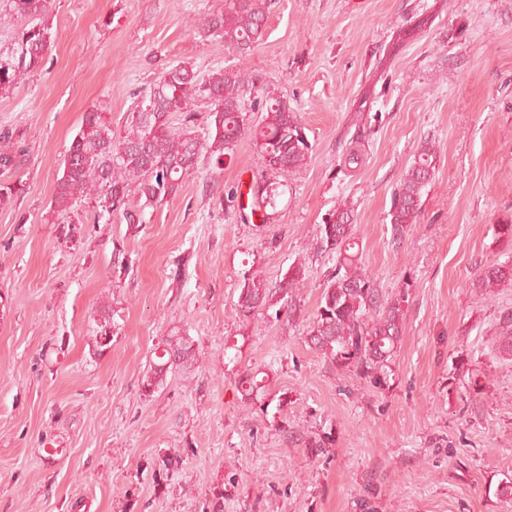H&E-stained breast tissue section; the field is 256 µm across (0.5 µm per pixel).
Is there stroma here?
Wrapping results in <instances>:
<instances>
[{
  "label": "stroma",
  "instance_id": "1",
  "mask_svg": "<svg viewBox=\"0 0 512 512\" xmlns=\"http://www.w3.org/2000/svg\"><path fill=\"white\" fill-rule=\"evenodd\" d=\"M224 0H49L38 72L0 97V133L24 192L0 209V512H512V357L500 315L512 286L473 281L512 262V0H272L246 58L194 25ZM416 35L393 47L402 26ZM239 65L299 112L311 144L270 228L222 199L263 170L249 138L207 162L141 224L54 210L85 112L122 130L132 94L171 66ZM437 148L419 221L393 241L386 214L424 141ZM354 214L383 297L409 294L386 383L311 349L304 331L334 257L323 217ZM76 229L66 236L65 226ZM122 247L124 272L112 269ZM305 262L292 318L242 324L245 278L276 284ZM112 346L93 351L102 307ZM196 360L140 387L174 332ZM266 388L242 400L244 374ZM324 441L311 452L309 442ZM506 283L512 284V264L493 263L478 274L476 283L473 285L486 294H491L495 292L496 288Z\"/></svg>",
  "mask_w": 512,
  "mask_h": 512
}]
</instances>
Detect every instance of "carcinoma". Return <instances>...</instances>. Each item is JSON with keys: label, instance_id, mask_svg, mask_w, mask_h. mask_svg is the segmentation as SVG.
I'll use <instances>...</instances> for the list:
<instances>
[{"label": "carcinoma", "instance_id": "obj_1", "mask_svg": "<svg viewBox=\"0 0 512 512\" xmlns=\"http://www.w3.org/2000/svg\"><path fill=\"white\" fill-rule=\"evenodd\" d=\"M269 0H224V10L196 25L202 38L219 37L244 57L263 40ZM24 23L14 28L10 44L0 46V94L12 91L25 75L43 63L51 44L47 0H0V22ZM207 111L201 113L198 105ZM258 112L254 124L247 113ZM252 140L263 162L261 175L247 193L231 186L226 201L233 205L244 195L249 202L240 217L248 223L257 217L270 222L278 199L288 186L278 180L284 173L298 171L311 148L298 113L282 96L257 86L237 66L218 67L207 72L191 64H178L163 72L149 86L134 95L123 131H112L105 113L84 114L80 128L67 150L63 170L57 179L54 205L63 211L82 199H92L94 223H112L117 218L128 224L141 222L134 201L161 203L176 195L185 175L209 160L217 172L224 156L231 155L243 137ZM16 134L0 133V168L16 163L12 139ZM437 162L435 145L426 141L415 155L395 193L387 218L393 239L399 240L407 226L418 223L423 191L432 181ZM22 188L0 182V207L14 203ZM353 210L338 204L319 225L320 248L336 257V267L323 288L318 309L307 328V342L336 365L382 384L385 368L401 338L408 294L381 301L366 269L361 266L352 232ZM306 276V266L288 267L273 287L255 274L241 287L237 298L239 318L253 316L283 303L286 315L296 312L293 292ZM512 284V264L493 263L476 278L479 290L491 294ZM499 349L512 356V312L501 316ZM112 317L97 320L95 353L112 347ZM163 355L155 356L144 377L141 391L149 395L163 385L173 368L169 357L176 354L188 363L195 356L194 341L179 332L162 340ZM242 399L265 387L252 374L239 381Z\"/></svg>", "mask_w": 512, "mask_h": 512}]
</instances>
